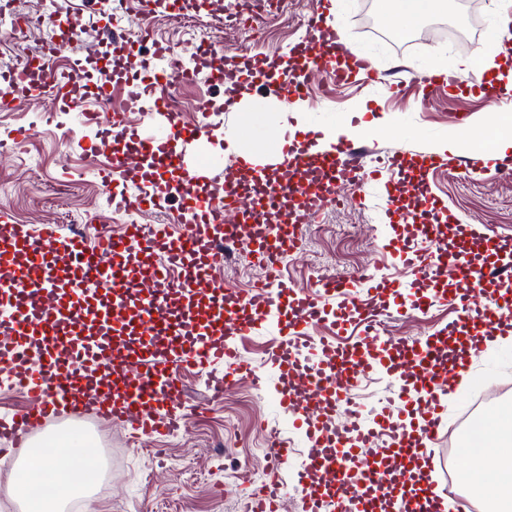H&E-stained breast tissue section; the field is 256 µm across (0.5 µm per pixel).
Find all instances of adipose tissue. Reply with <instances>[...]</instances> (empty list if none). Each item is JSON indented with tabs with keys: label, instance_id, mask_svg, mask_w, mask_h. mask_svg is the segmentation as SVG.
Here are the masks:
<instances>
[{
	"label": "adipose tissue",
	"instance_id": "obj_1",
	"mask_svg": "<svg viewBox=\"0 0 512 512\" xmlns=\"http://www.w3.org/2000/svg\"><path fill=\"white\" fill-rule=\"evenodd\" d=\"M447 0H381V19L392 32L403 34L425 17L445 9ZM238 133L229 137L230 147H237L248 138L261 144L259 159L264 163L275 160V153L284 142V133L267 127L262 113L242 107L237 111ZM483 443L477 448H465L466 466L462 482L480 491L492 512H512V413H501L485 419ZM52 452L34 447L28 450L15 482L23 490L27 476L45 474L49 477L40 505L31 512H59L73 496L90 495L91 486L69 478L70 471L84 468L99 470L101 458L91 437L79 430H69L49 437Z\"/></svg>",
	"mask_w": 512,
	"mask_h": 512
}]
</instances>
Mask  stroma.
Wrapping results in <instances>:
<instances>
[{
	"label": "stroma",
	"instance_id": "stroma-1",
	"mask_svg": "<svg viewBox=\"0 0 512 512\" xmlns=\"http://www.w3.org/2000/svg\"><path fill=\"white\" fill-rule=\"evenodd\" d=\"M470 0H450L445 11L428 17L404 36H394L381 22L379 0H334L349 43L363 50L385 75L381 84L338 87L331 98L320 96L321 82L313 80L304 103L312 123L320 126L372 123L374 134L359 138L365 149L361 165L394 152L414 154L432 150L455 128L454 116L464 112L469 123H489L492 133L512 131V107L489 111L478 92L454 96H422L420 76L452 69L468 78L469 63L479 62L484 38L477 27H490L512 0H484L481 14L470 11ZM319 0H288L287 14L268 19L265 33L248 45L242 32L228 25H211L205 34L193 27L175 28L163 12L144 16L140 0H127V36L149 25L156 40L166 42L184 57H191L199 38H207L219 51L220 63L234 66L246 52L283 57L307 34L306 19ZM58 7L77 23L78 35L63 46L67 60L93 63L106 49L100 38L103 15L95 0H58ZM183 102L181 119L204 121L215 143L234 133V113L224 109L223 88L211 85L208 71L193 82L178 85ZM23 126L29 139L13 152L0 155V182L9 183L10 195L0 198V215L38 229L61 225L65 231L87 236L117 234L121 226L112 214L110 197L97 177L98 157L84 154L80 140L93 137V129L79 126L55 111L51 94L22 102L0 114V139ZM469 168L443 167L428 179L444 208L464 224H486L498 235L512 238V173L495 172L484 146L466 151ZM388 200L379 190L366 193L365 203H328L317 229L300 225L299 247L285 261V281L299 291L320 289L323 280L392 274L412 281V272L382 252ZM350 225L340 234L338 225ZM455 315L451 302L439 300L427 314L393 317L385 336L419 341L447 324ZM181 404L191 415L187 430L165 439H134L120 424L83 419L105 463L102 488L91 499L74 498L63 512H245V489L258 485L268 465L271 436L289 438L288 417L274 407L272 391L254 388L249 381L225 392L221 400L210 397L207 372L181 371ZM482 399L486 412L512 404V348L488 352L476 359L475 382L456 394L443 424L435 451L436 480L448 488V470L457 464L464 446L465 429L458 420Z\"/></svg>",
	"mask_w": 512,
	"mask_h": 512
}]
</instances>
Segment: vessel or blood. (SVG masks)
<instances>
[{"label": "vessel or blood", "instance_id": "1", "mask_svg": "<svg viewBox=\"0 0 512 512\" xmlns=\"http://www.w3.org/2000/svg\"><path fill=\"white\" fill-rule=\"evenodd\" d=\"M308 26L312 39L294 48L300 66L251 56L230 82L223 70H212L214 83L224 89L225 110H235L240 86L267 85L292 102L304 98L317 75L339 84L360 75L378 81L372 62L340 43L324 8L309 17ZM59 54L52 43L28 58L25 69L38 73L40 83L15 78L20 100L47 90L56 111L71 110L84 68L76 63L60 72L52 65ZM195 77L191 68L142 62L137 79L149 110L167 120L153 135L100 109L117 78L107 63L96 68L95 107L79 114L81 125L98 130L91 152L108 154L97 171L104 187L117 175L185 184L182 209L188 220L180 231L131 225L120 235L101 233L90 240L51 225L36 234L0 219V375L34 397L10 422L0 421V444L26 447L36 429L88 414L129 424L136 436L180 431L189 417L179 406L182 385L169 365L176 357L182 365L212 369L208 387L216 400L244 379L259 389L274 384L276 401L299 435L296 446L272 442L273 475L251 498L248 512H281L288 471L304 490L303 512H441L430 445L442 424L452 376L471 366L481 340L512 327V240L481 224H458L440 206L427 188L440 155L396 152L365 171L352 162L351 138L338 137L322 151L313 129L284 146L273 167L235 153L236 166L251 173L255 186L276 192L273 206L251 219L249 231L239 232L224 221L225 210L244 195L239 183L226 180L223 199H216L203 186L185 183L184 161L171 149L174 141L209 136L207 124L181 121L169 104L168 88ZM420 82L430 93L476 89L492 111L512 103V89L479 69L465 80L437 72ZM409 167L416 170L411 179L384 178ZM347 183L383 186L391 231L382 249L417 268L415 283L355 275L308 294L284 282L279 261L298 248V224L337 198ZM422 240L429 249L419 248ZM237 243L264 262L267 286L241 293L218 279L224 246ZM447 296L458 316L426 339L408 343L378 334V316L424 314ZM331 319L340 327L361 324L359 340L334 346L309 335L310 327ZM266 328L282 341L260 368L245 359L239 342ZM373 373L392 382L393 396L369 410L356 389ZM339 405L347 418L336 426L332 412ZM380 435L390 438L383 451L372 446Z\"/></svg>", "mask_w": 512, "mask_h": 512}]
</instances>
